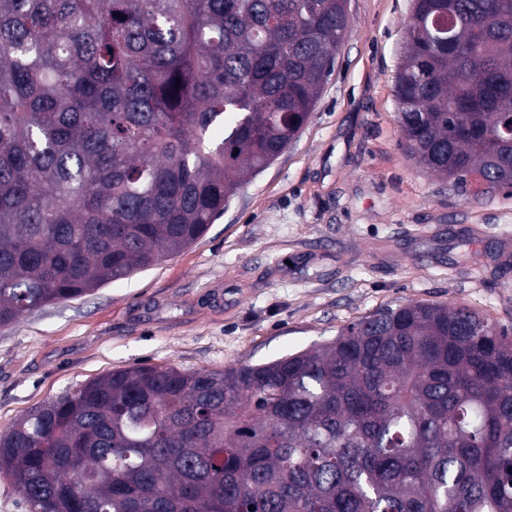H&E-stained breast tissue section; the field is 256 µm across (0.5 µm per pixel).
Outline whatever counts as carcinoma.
I'll return each instance as SVG.
<instances>
[{"label":"carcinoma","instance_id":"1","mask_svg":"<svg viewBox=\"0 0 512 512\" xmlns=\"http://www.w3.org/2000/svg\"><path fill=\"white\" fill-rule=\"evenodd\" d=\"M348 0H0V326L202 237L290 145ZM407 154L512 191V0H413ZM180 87H175V82ZM27 512H512V330L388 306L260 364L133 365L0 435Z\"/></svg>","mask_w":512,"mask_h":512}]
</instances>
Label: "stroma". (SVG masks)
<instances>
[{
    "instance_id": "stroma-1",
    "label": "stroma",
    "mask_w": 512,
    "mask_h": 512,
    "mask_svg": "<svg viewBox=\"0 0 512 512\" xmlns=\"http://www.w3.org/2000/svg\"><path fill=\"white\" fill-rule=\"evenodd\" d=\"M348 10L299 138L202 238L0 327V433L117 369L260 363L408 301L466 305L512 328V197L462 195L402 146L395 75L412 0Z\"/></svg>"
}]
</instances>
